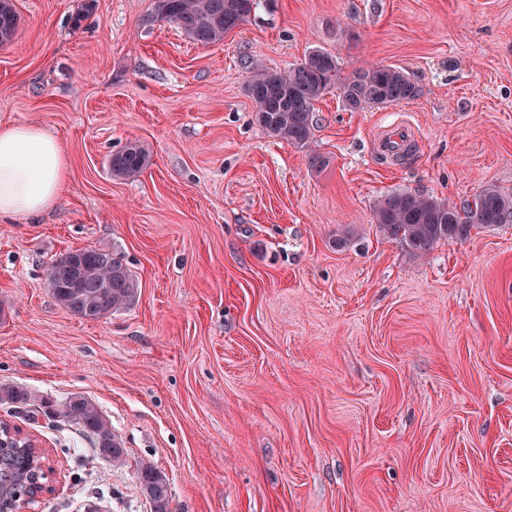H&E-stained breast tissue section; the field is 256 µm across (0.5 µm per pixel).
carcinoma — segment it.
I'll return each instance as SVG.
<instances>
[{"label":"carcinoma","mask_w":512,"mask_h":512,"mask_svg":"<svg viewBox=\"0 0 512 512\" xmlns=\"http://www.w3.org/2000/svg\"><path fill=\"white\" fill-rule=\"evenodd\" d=\"M258 0H153L152 10L142 25L170 20L192 42L209 46L224 40L235 24H243ZM19 18L9 4L0 7V45L13 43ZM340 90L346 105L363 110L375 105H392L418 96L419 89L402 69L386 65L362 67L342 81L338 57L315 49L283 72H271L260 64L251 67L247 92L255 107L258 125L269 135L306 148L313 139L314 110L332 88ZM150 161L148 151L131 142L112 154L109 171L122 179L142 171ZM512 222V195L497 186H484L472 200L458 207L412 192H392L373 205L371 223L389 240L404 245L412 254L425 256L441 241L466 239L476 228H488ZM80 253L100 262L102 281H112L110 288H77L66 267L67 256L53 261L46 271V281L53 299L76 316L92 320L103 318L129 306L138 293V283L123 260L110 251L82 249ZM0 404L21 407L35 419L51 408L70 425L91 438L99 455L114 462L123 460L124 448L99 407L83 395H71L62 402L39 396L22 386H0ZM23 437L11 439L19 447L0 454V493L23 491L29 484V454ZM137 478L152 512H170L169 483L164 474L145 465Z\"/></svg>","instance_id":"cac0c4a2"}]
</instances>
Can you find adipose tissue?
<instances>
[{
  "mask_svg": "<svg viewBox=\"0 0 512 512\" xmlns=\"http://www.w3.org/2000/svg\"><path fill=\"white\" fill-rule=\"evenodd\" d=\"M69 178L62 147L43 128L0 127V220L43 214L66 191Z\"/></svg>",
  "mask_w": 512,
  "mask_h": 512,
  "instance_id": "ef3b65f1",
  "label": "adipose tissue"
}]
</instances>
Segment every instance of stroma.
<instances>
[{
	"label": "stroma",
	"mask_w": 512,
	"mask_h": 512,
	"mask_svg": "<svg viewBox=\"0 0 512 512\" xmlns=\"http://www.w3.org/2000/svg\"><path fill=\"white\" fill-rule=\"evenodd\" d=\"M151 3L13 0L0 46V125L39 124L70 165L54 208L0 222V386L86 396L126 450L0 405L53 469L28 512H152L145 463L171 512H512V223L423 258L371 223L391 192H512V0H260L210 46L141 27ZM315 49L419 94L353 111L334 89L311 147L269 136L251 62ZM132 140L149 166L112 178ZM85 248L138 281L96 321L45 279ZM9 5L0 6V45L12 44L17 36L19 18L11 1ZM137 478L142 493L149 500L153 512H170L169 483L164 474L151 465H145L138 472Z\"/></svg>",
	"instance_id": "1"
}]
</instances>
